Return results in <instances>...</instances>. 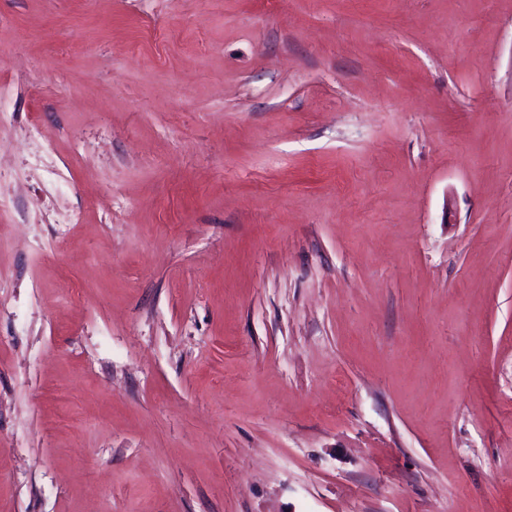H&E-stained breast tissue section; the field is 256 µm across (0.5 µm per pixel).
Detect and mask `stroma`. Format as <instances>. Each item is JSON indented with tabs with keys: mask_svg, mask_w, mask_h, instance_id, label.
Here are the masks:
<instances>
[{
	"mask_svg": "<svg viewBox=\"0 0 512 512\" xmlns=\"http://www.w3.org/2000/svg\"><path fill=\"white\" fill-rule=\"evenodd\" d=\"M0 47V512H512V0Z\"/></svg>",
	"mask_w": 512,
	"mask_h": 512,
	"instance_id": "obj_1",
	"label": "stroma"
}]
</instances>
